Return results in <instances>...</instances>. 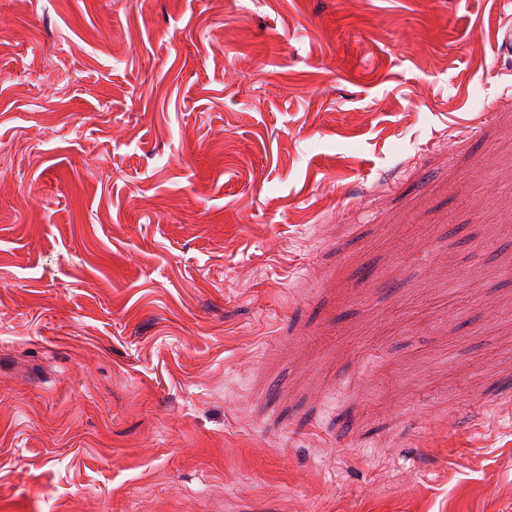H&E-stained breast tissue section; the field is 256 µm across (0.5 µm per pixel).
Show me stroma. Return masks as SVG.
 <instances>
[{
    "label": "stroma",
    "mask_w": 512,
    "mask_h": 512,
    "mask_svg": "<svg viewBox=\"0 0 512 512\" xmlns=\"http://www.w3.org/2000/svg\"><path fill=\"white\" fill-rule=\"evenodd\" d=\"M495 0H0V512H512Z\"/></svg>",
    "instance_id": "stroma-1"
}]
</instances>
